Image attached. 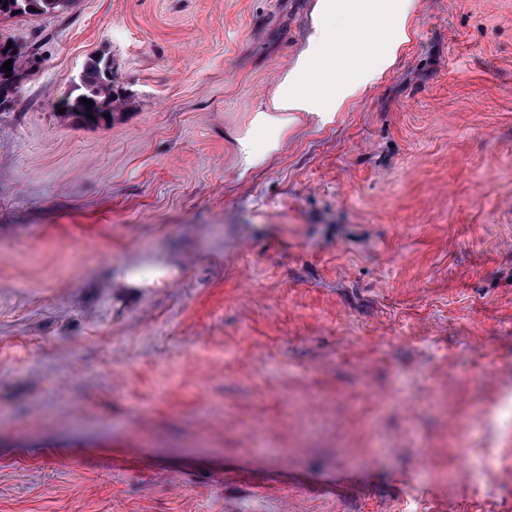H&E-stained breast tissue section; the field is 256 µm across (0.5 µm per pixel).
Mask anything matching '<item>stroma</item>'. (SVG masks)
Listing matches in <instances>:
<instances>
[{
    "instance_id": "1",
    "label": "stroma",
    "mask_w": 512,
    "mask_h": 512,
    "mask_svg": "<svg viewBox=\"0 0 512 512\" xmlns=\"http://www.w3.org/2000/svg\"><path fill=\"white\" fill-rule=\"evenodd\" d=\"M317 0L0 17V512H512V0H420L333 124L237 144ZM112 61L110 120L60 112Z\"/></svg>"
}]
</instances>
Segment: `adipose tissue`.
I'll list each match as a JSON object with an SVG mask.
<instances>
[{
  "label": "adipose tissue",
  "mask_w": 512,
  "mask_h": 512,
  "mask_svg": "<svg viewBox=\"0 0 512 512\" xmlns=\"http://www.w3.org/2000/svg\"><path fill=\"white\" fill-rule=\"evenodd\" d=\"M418 7L419 0H318L306 48L254 112L253 136L238 141L245 163H262L302 116L332 123L408 42Z\"/></svg>",
  "instance_id": "obj_1"
}]
</instances>
